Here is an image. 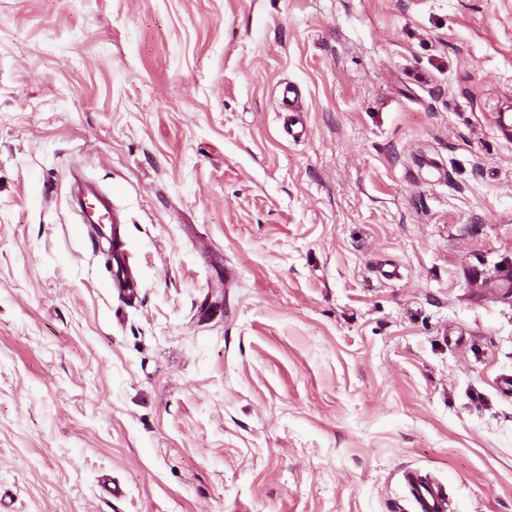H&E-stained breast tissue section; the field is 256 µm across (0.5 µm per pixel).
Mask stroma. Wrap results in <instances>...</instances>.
Wrapping results in <instances>:
<instances>
[{"mask_svg": "<svg viewBox=\"0 0 512 512\" xmlns=\"http://www.w3.org/2000/svg\"><path fill=\"white\" fill-rule=\"evenodd\" d=\"M510 105L512 0H0L10 512H512ZM401 480L406 495L395 501L392 512H446L448 495L444 484L430 474L422 475L419 469H406Z\"/></svg>", "mask_w": 512, "mask_h": 512, "instance_id": "obj_1", "label": "stroma"}]
</instances>
